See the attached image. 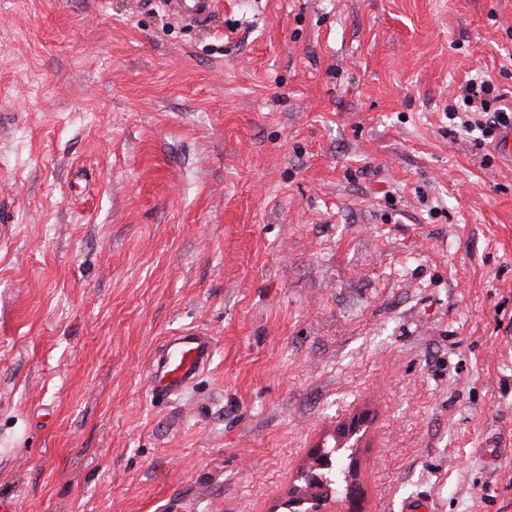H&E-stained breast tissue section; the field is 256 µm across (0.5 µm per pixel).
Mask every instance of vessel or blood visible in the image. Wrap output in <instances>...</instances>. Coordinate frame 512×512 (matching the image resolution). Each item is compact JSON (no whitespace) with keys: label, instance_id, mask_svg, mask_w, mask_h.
<instances>
[{"label":"vessel or blood","instance_id":"obj_1","mask_svg":"<svg viewBox=\"0 0 512 512\" xmlns=\"http://www.w3.org/2000/svg\"><path fill=\"white\" fill-rule=\"evenodd\" d=\"M164 7L190 23L211 25L219 0H163ZM215 340L206 330L191 327L169 336L155 352L146 373L151 394L169 400L191 388L209 367Z\"/></svg>","mask_w":512,"mask_h":512}]
</instances>
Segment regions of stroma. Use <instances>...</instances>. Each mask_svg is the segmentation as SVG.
<instances>
[{
  "label": "stroma",
  "mask_w": 512,
  "mask_h": 512,
  "mask_svg": "<svg viewBox=\"0 0 512 512\" xmlns=\"http://www.w3.org/2000/svg\"><path fill=\"white\" fill-rule=\"evenodd\" d=\"M512 0H0V506L512 512ZM216 353L178 400L167 336ZM162 3L169 12L200 26H210L219 9V0H164ZM491 84L488 81H481L480 84H471L463 101L467 108L463 113L466 119L456 116L461 120V126L467 129L481 131V136H492L501 127L511 126L512 113L499 107H494L503 95L497 94L491 100L485 95L490 91ZM493 106V108H492ZM496 148L512 159V126L500 132ZM214 352L215 340L206 330L191 327L169 336L149 364V391L160 400L180 396L206 371ZM325 466L320 463L316 464V468L312 469L308 472L305 477L307 478L308 488L311 491V498L313 500L320 499L327 496H332L334 493L338 498L348 502L349 510H357L355 508L357 502V495L355 484L353 483L351 477L347 475V484L346 486L342 485L339 482H335V487H332V480L327 479L324 474L316 472V470L324 469Z\"/></svg>",
  "instance_id": "obj_1"
}]
</instances>
